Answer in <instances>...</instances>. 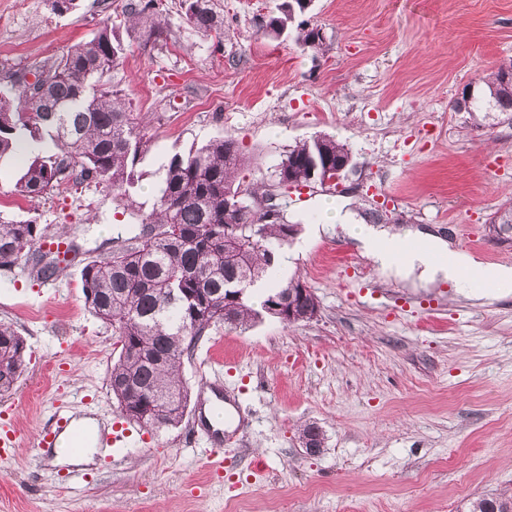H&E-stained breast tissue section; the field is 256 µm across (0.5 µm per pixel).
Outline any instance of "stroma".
I'll list each match as a JSON object with an SVG mask.
<instances>
[{
	"label": "stroma",
	"mask_w": 512,
	"mask_h": 512,
	"mask_svg": "<svg viewBox=\"0 0 512 512\" xmlns=\"http://www.w3.org/2000/svg\"><path fill=\"white\" fill-rule=\"evenodd\" d=\"M180 2L163 0L167 47L131 38L113 72L154 134L134 198L151 211L167 158L217 136L250 156L239 174L249 183L271 181L295 142L336 137L352 156L338 184L287 197L301 230L281 273L304 278L319 314L293 326L270 316L221 324L185 357L192 396L223 370L224 411L240 423L218 452L186 445L188 416L138 430L122 463L95 457L86 481L64 489L36 435L53 404L87 396L99 424L118 417L107 386L115 338L84 303L80 264L60 262L43 280L0 270V323L27 344L24 374L0 396V423L21 441L0 467V512H467L512 493V292L474 299L382 277L322 210L333 199L512 266V242L491 227L512 205V125L477 128L452 108L512 59V0H312L319 51L297 44L295 28L277 38L258 29L279 0H214L224 26L208 36L181 23ZM99 3L59 17L45 0H0V60L33 73L97 30ZM11 170L0 164V216L46 228L40 249L64 228L84 259L110 253L128 221L111 189L68 186L18 206L3 190ZM311 422L324 432L315 456L298 438ZM212 456L222 475L208 469Z\"/></svg>",
	"instance_id": "stroma-1"
}]
</instances>
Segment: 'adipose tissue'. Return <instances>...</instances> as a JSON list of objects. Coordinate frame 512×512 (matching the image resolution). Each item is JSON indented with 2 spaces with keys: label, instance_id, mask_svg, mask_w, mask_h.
<instances>
[{
  "label": "adipose tissue",
  "instance_id": "obj_1",
  "mask_svg": "<svg viewBox=\"0 0 512 512\" xmlns=\"http://www.w3.org/2000/svg\"><path fill=\"white\" fill-rule=\"evenodd\" d=\"M323 209L328 223L341 225L382 275L412 278L423 286L445 280L458 288L468 287L475 278L495 282L506 292L512 290V266L484 265L467 252L451 249L443 238L422 232L413 238L423 243V250L399 258L393 249L404 244V236L358 220L336 201H325Z\"/></svg>",
  "mask_w": 512,
  "mask_h": 512
}]
</instances>
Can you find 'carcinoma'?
Returning <instances> with one entry per match:
<instances>
[{
    "instance_id": "carcinoma-1",
    "label": "carcinoma",
    "mask_w": 512,
    "mask_h": 512,
    "mask_svg": "<svg viewBox=\"0 0 512 512\" xmlns=\"http://www.w3.org/2000/svg\"><path fill=\"white\" fill-rule=\"evenodd\" d=\"M304 8V0H283L279 14L269 15L262 31L280 36L294 19L288 4ZM58 16L76 11L78 0H45ZM182 20L208 35L223 24L213 0H182ZM298 41L319 49L320 28L297 24ZM143 33V46L159 48L173 33L159 0H127L120 20L108 15L92 37L46 59L35 70L49 85L50 99L40 100L28 87L26 74L0 73V160L15 156L22 165L11 193L31 202L51 196L64 184L104 185L112 189L133 219L117 227L112 253L90 260L81 269L85 305L112 327L118 355L108 370V386L120 414L157 432L181 425L190 391L181 376L185 356L213 326H245L260 318V309L294 288L297 313L306 314L315 294L298 274L272 273L278 253L290 245L299 223L288 220L286 207L274 211L249 205L272 194L271 187H242L236 175L251 164L236 140L216 137L170 155L145 214L133 194L140 175L136 166L150 150L153 135L146 117L130 110L125 90L110 74ZM483 87L466 89L455 109L468 112L478 126L488 121L512 124V60L482 79ZM350 157L346 145L327 135L296 143L275 167L296 179L324 183L336 163ZM246 199L235 200L239 189ZM256 231H244L246 226ZM44 237L36 221L0 217V267L22 264L38 279L57 265L35 249ZM243 252L240 261H224V239ZM266 281L256 309L248 289ZM241 296L224 300V289ZM26 344L16 330L0 324V394L10 392L25 371ZM470 512H512V497L482 498Z\"/></svg>"
}]
</instances>
